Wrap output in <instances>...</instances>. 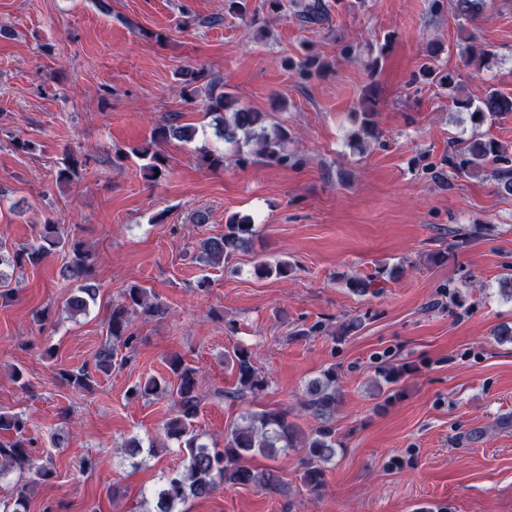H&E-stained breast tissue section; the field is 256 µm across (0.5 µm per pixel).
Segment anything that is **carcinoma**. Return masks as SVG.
I'll use <instances>...</instances> for the list:
<instances>
[{
    "instance_id": "cac0c4a2",
    "label": "carcinoma",
    "mask_w": 512,
    "mask_h": 512,
    "mask_svg": "<svg viewBox=\"0 0 512 512\" xmlns=\"http://www.w3.org/2000/svg\"><path fill=\"white\" fill-rule=\"evenodd\" d=\"M455 16L465 22L477 19L481 0H452ZM326 4L323 0H305L298 12L301 22L317 25L324 19ZM211 94L207 109L215 114L224 113V142L228 144L253 146L250 154L264 159L269 164L286 166L293 163V157L286 150L288 129L282 125L268 128L267 114L245 106L220 91L221 79H211ZM372 92H367L359 110L353 113L354 127L347 135L350 147L358 152L366 150L369 142L376 138V112L371 106ZM452 105L468 113L471 123L481 126L492 122L503 112H512V99L496 91L489 92L479 103L463 96L452 98ZM196 129L190 126L163 124L155 132V139L175 138L185 143L194 140ZM132 154L144 161L142 169L146 175L156 180L168 172L165 156L152 145L147 144L132 149ZM448 165L460 175H474L485 166L492 167V173L502 190L512 195V167L505 147L493 138L459 139L449 145ZM254 233V224L247 215H232L225 224L224 234L208 237L201 242V258L210 265L229 261L241 250ZM67 251L68 262L63 276L79 279L81 283L65 299V308L71 316L86 314L91 302L95 301L98 288L91 283L88 275L92 272L91 253L83 249L79 242H70L57 224H44L38 241L25 249L5 256L0 253V284L6 285L9 274L4 271L26 265L39 264L52 250ZM293 271V265L286 260L273 263L262 262L254 266L253 274L258 278H286ZM149 315L164 312L162 306L151 300L147 289L131 285L124 289L121 303L112 306L107 320V335L112 344L99 352L96 368L104 373L112 370L115 358L122 356L126 361L135 349L136 336L130 332L131 318L136 312ZM237 376V396L262 391L267 386L254 366L251 352L245 347H237L226 355ZM169 370L173 380L151 378L136 386L132 396L168 397L174 403L176 413L164 426L167 435L179 440L185 455L183 468L165 476L162 488L153 495L154 512H176V508L188 497L207 498L218 487L226 484L257 485L269 491L278 489L279 481L270 472H256L243 465L247 458L261 456L274 460L285 451H300L303 454L301 473L302 483L311 490L325 487L324 465L336 457V449L341 442L336 439V430L331 421L336 407L341 402L336 369L328 368L307 386L302 407L321 425L308 433L288 420V414L276 410H248L241 416V422L233 425L224 435V448H209L199 442L193 421L198 416L201 403L198 370L179 357L169 360ZM26 420L20 415L0 414V430L12 431L16 438L0 442V476L17 470L34 476V481H44L53 472L37 458L31 443L22 437ZM28 486H22L12 501L0 500V512H27Z\"/></svg>"
}]
</instances>
